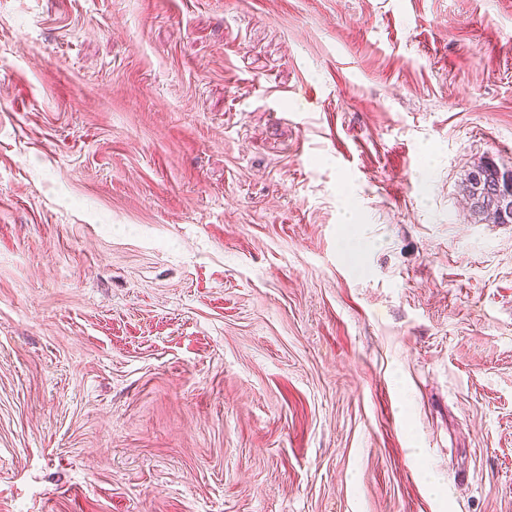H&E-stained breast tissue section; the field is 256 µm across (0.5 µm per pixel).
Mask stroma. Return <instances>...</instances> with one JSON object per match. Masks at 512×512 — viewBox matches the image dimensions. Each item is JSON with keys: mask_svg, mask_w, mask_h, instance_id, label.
I'll list each match as a JSON object with an SVG mask.
<instances>
[{"mask_svg": "<svg viewBox=\"0 0 512 512\" xmlns=\"http://www.w3.org/2000/svg\"><path fill=\"white\" fill-rule=\"evenodd\" d=\"M512 0H0V512H512ZM491 170H492L491 166L479 165V166H477L476 169H474L469 174L468 184L466 185L465 191H466V196L471 201V205H470L471 210L475 214L483 216L484 219H485V215L486 216L492 215V217L496 221V224H507V223L511 224L512 223V192L510 193L511 200L508 201V204H510L511 209H510V214L507 215V220H503L501 218V216L499 215L498 210H497L498 206L496 203L495 204L493 203V199L491 197L487 198V200L484 197L481 203L479 202V198L476 199V197H475L478 191H480L479 197L481 196L484 186L488 183V178L491 177L493 174V172H492V174H490L488 176V173ZM476 175H478V177L480 179H477ZM481 180H482V186L478 187L479 183H481ZM490 206H492L493 208L490 209L489 208Z\"/></svg>", "mask_w": 512, "mask_h": 512, "instance_id": "stroma-1", "label": "stroma"}]
</instances>
